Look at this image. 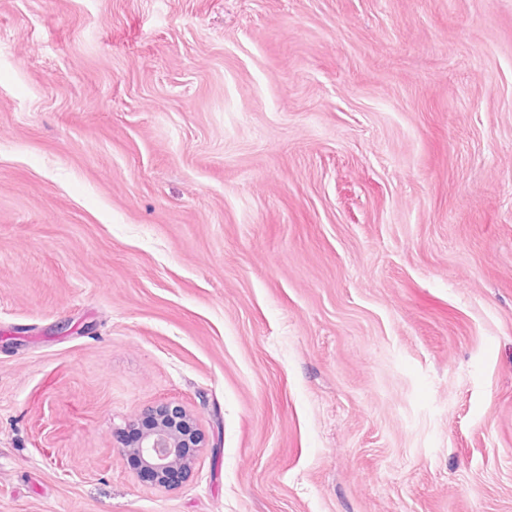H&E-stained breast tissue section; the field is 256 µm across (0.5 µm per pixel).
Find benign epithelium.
Wrapping results in <instances>:
<instances>
[{
    "mask_svg": "<svg viewBox=\"0 0 512 512\" xmlns=\"http://www.w3.org/2000/svg\"><path fill=\"white\" fill-rule=\"evenodd\" d=\"M134 423L142 424L135 441L120 449L138 461V476L158 488L170 489L185 482L194 458L190 449L202 448V438L180 404L167 403L144 409Z\"/></svg>",
    "mask_w": 512,
    "mask_h": 512,
    "instance_id": "benign-epithelium-1",
    "label": "benign epithelium"
}]
</instances>
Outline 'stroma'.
I'll return each instance as SVG.
<instances>
[{
  "label": "stroma",
  "mask_w": 512,
  "mask_h": 512,
  "mask_svg": "<svg viewBox=\"0 0 512 512\" xmlns=\"http://www.w3.org/2000/svg\"><path fill=\"white\" fill-rule=\"evenodd\" d=\"M0 512H512V0H0ZM190 419L186 409L174 403L146 408L136 416L131 426L141 422L140 434L120 452L136 458L137 474L143 481L170 489L188 479L194 459L203 447ZM191 448L196 449L192 457Z\"/></svg>",
  "instance_id": "35a3bbf8"
}]
</instances>
